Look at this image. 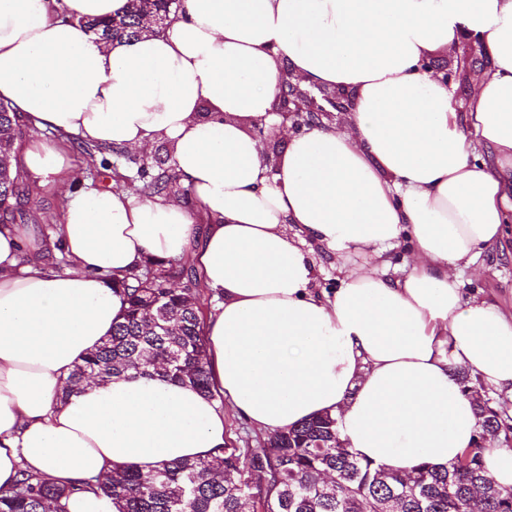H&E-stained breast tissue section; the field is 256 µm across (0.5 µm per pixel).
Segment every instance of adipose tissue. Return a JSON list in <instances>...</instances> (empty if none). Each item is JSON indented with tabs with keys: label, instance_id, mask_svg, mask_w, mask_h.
<instances>
[{
	"label": "adipose tissue",
	"instance_id": "adipose-tissue-1",
	"mask_svg": "<svg viewBox=\"0 0 512 512\" xmlns=\"http://www.w3.org/2000/svg\"><path fill=\"white\" fill-rule=\"evenodd\" d=\"M126 2L0 0V100L45 133L19 154L23 180H63L72 142L161 140L191 188L66 192L61 274L32 228L0 225V486L214 460L228 405L263 432L338 418L360 457L402 475L450 466L478 426L455 369L512 396V311L457 279L512 213V0H183L122 41L76 24ZM469 35L489 67L459 101L423 63ZM286 71L353 106L273 157L256 131H282ZM403 242L408 268L390 275ZM312 243L336 259L335 290L315 285ZM150 257L190 261L219 297L205 336L224 402L133 372L63 397Z\"/></svg>",
	"mask_w": 512,
	"mask_h": 512
}]
</instances>
